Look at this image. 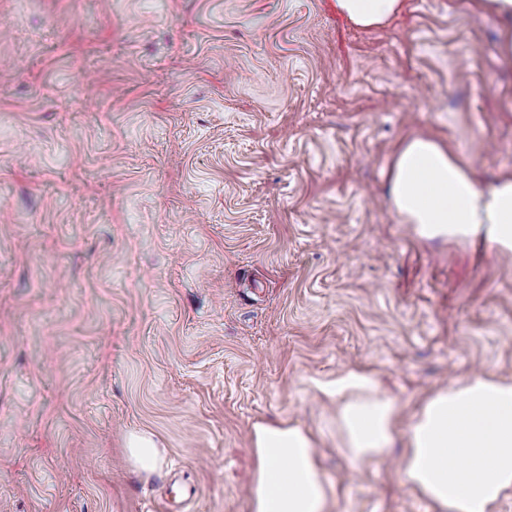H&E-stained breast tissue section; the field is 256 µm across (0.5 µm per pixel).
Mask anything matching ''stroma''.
Wrapping results in <instances>:
<instances>
[{
	"label": "stroma",
	"instance_id": "1",
	"mask_svg": "<svg viewBox=\"0 0 512 512\" xmlns=\"http://www.w3.org/2000/svg\"><path fill=\"white\" fill-rule=\"evenodd\" d=\"M472 0H0V512H251L255 424L317 436L332 512H433L351 466L319 384L407 423L512 381V256L427 240L408 137L512 173V67ZM152 434L158 473L130 462ZM336 12L363 28L383 26L403 10V0H333Z\"/></svg>",
	"mask_w": 512,
	"mask_h": 512
}]
</instances>
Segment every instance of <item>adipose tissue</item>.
<instances>
[{
    "instance_id": "obj_1",
    "label": "adipose tissue",
    "mask_w": 512,
    "mask_h": 512,
    "mask_svg": "<svg viewBox=\"0 0 512 512\" xmlns=\"http://www.w3.org/2000/svg\"><path fill=\"white\" fill-rule=\"evenodd\" d=\"M363 28L383 26L404 0H333ZM500 30L498 52L512 67V0H476ZM390 196L403 223L425 239L472 242L512 254V174L480 181L452 148L424 136L405 140L393 161ZM336 399L333 424L353 466L383 459L402 445L400 478L434 512H496L512 496V381L490 373L445 385L399 427L400 407L365 372L321 384ZM251 512H330L333 485L316 453V436L291 423L256 425Z\"/></svg>"
}]
</instances>
